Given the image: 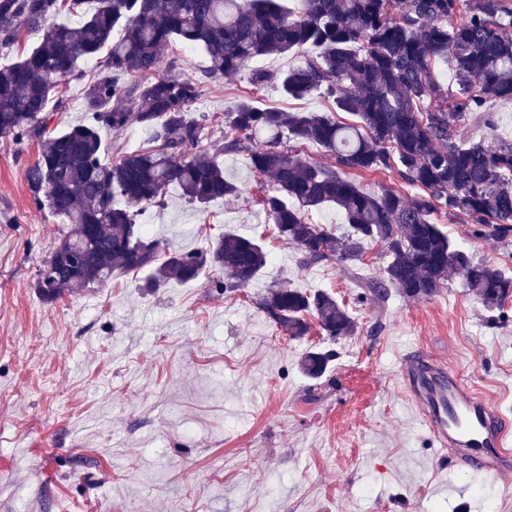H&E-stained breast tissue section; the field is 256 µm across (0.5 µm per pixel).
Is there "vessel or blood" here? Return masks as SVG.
<instances>
[{
	"mask_svg": "<svg viewBox=\"0 0 512 512\" xmlns=\"http://www.w3.org/2000/svg\"><path fill=\"white\" fill-rule=\"evenodd\" d=\"M402 379L443 461L490 476L512 470V421L453 365L421 354L404 361Z\"/></svg>",
	"mask_w": 512,
	"mask_h": 512,
	"instance_id": "1",
	"label": "vessel or blood"
}]
</instances>
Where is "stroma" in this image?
<instances>
[{"label": "stroma", "mask_w": 512, "mask_h": 512, "mask_svg": "<svg viewBox=\"0 0 512 512\" xmlns=\"http://www.w3.org/2000/svg\"><path fill=\"white\" fill-rule=\"evenodd\" d=\"M165 56L202 80V152L223 140L224 112L245 94L261 108L332 109L319 93L295 100L254 87L244 72L203 79L207 56L179 43ZM81 69L52 129L87 117L82 96L102 66ZM456 131L489 147L512 142V102H486ZM38 149L0 137V512H512V472L444 466L401 385L403 359L425 352L512 415V299L487 308L452 274L432 297L392 288L375 301L378 244L356 264L300 267L255 203L271 180L229 154L224 173L240 197L202 209L172 187L140 221L177 249L227 230L253 237L268 261L251 285L229 295L203 280L151 288L141 273L48 303L37 273L70 226L32 205L25 173ZM433 220L512 276V239ZM275 282L332 294L356 334L290 338L252 302ZM313 348L335 355L318 380L299 370Z\"/></svg>", "instance_id": "1"}]
</instances>
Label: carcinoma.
<instances>
[{"label": "carcinoma", "instance_id": "carcinoma-1", "mask_svg": "<svg viewBox=\"0 0 512 512\" xmlns=\"http://www.w3.org/2000/svg\"><path fill=\"white\" fill-rule=\"evenodd\" d=\"M299 2L295 13L279 0H0L1 49L39 35L30 53L0 65V136L39 143L26 172L30 195L38 209L71 224L38 270L44 300L145 270L154 287L193 282L207 271L224 274L209 280L217 292L246 287L267 263L253 238L227 231L200 249H169L138 222L171 186L200 206L239 196L216 159L222 154H245L255 173L272 179L259 204L303 267L359 261L370 241L386 258L383 277L369 285L378 299L390 287L431 297L450 272L491 308L512 297V277L474 260L432 220L442 212L479 226L482 236L512 237V143L491 149L450 134L462 113L512 100V0ZM65 9L82 21H57ZM457 15L463 21L448 25ZM117 27L122 35L115 39ZM176 42L208 56V78L237 74L261 56L297 52L300 65L280 74L254 70L252 82L274 84L294 99L334 95L356 123L241 100L224 113V142L215 154H196L209 117L195 113L198 80L162 72L164 53ZM100 54L103 71L84 94L88 119L48 130L49 112L65 106L62 85ZM441 59L463 98H448L436 82L433 66ZM133 123L148 130L149 146L103 161L101 131L120 133ZM305 143L335 163L301 157L296 145ZM386 171L421 194L410 199L395 187L371 194L353 178ZM326 205L349 225L345 237L310 222L309 212ZM60 255L66 264L54 263ZM253 301L292 338L315 330L338 338L358 329L325 291L274 286ZM332 361L331 352L312 349L300 370L317 380Z\"/></svg>", "mask_w": 512, "mask_h": 512}]
</instances>
